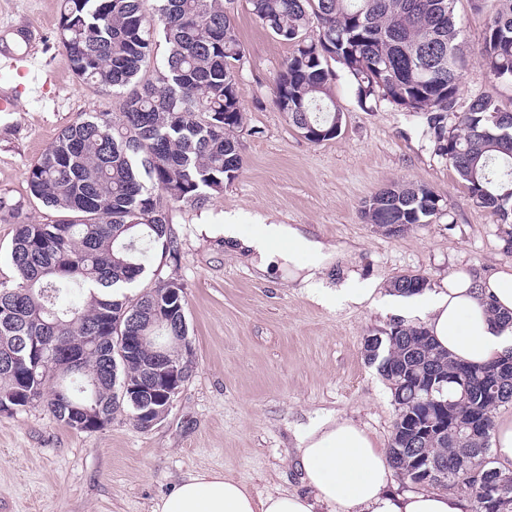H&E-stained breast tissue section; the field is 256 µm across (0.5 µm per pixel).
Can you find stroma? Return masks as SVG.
<instances>
[{
	"label": "stroma",
	"instance_id": "1",
	"mask_svg": "<svg viewBox=\"0 0 512 512\" xmlns=\"http://www.w3.org/2000/svg\"><path fill=\"white\" fill-rule=\"evenodd\" d=\"M62 0H0V49L36 57L39 89L13 75L19 109L0 112V199L18 216L0 215V284L16 282L9 247L18 221L48 213L28 192L26 173L61 129L82 114L113 112L108 89L73 73L58 43ZM467 46L459 98L492 96L512 111V84L488 74L477 54L488 16L457 0ZM234 25L243 50L239 87L245 123L237 132L241 175L204 206L179 204L170 220L177 262L146 273L181 283L194 350L192 376L168 416L150 430L122 415L102 430L81 432L39 403L0 415V512H154L189 475L220 472L254 495L307 493L298 448L315 422L342 417L388 446L396 417L392 396L368 364L363 338L396 317L380 304L390 282L421 273L438 282L459 268L489 273L512 265L506 227L472 202L426 134L424 115L387 101L361 108L343 70L331 83L343 113L338 137L315 144L273 102L274 80L291 45L269 34L237 0ZM423 183L439 212L400 236L365 223L363 201L391 182ZM296 224L336 248L318 288L287 269L254 263L211 227ZM375 290V303L322 300L348 279Z\"/></svg>",
	"mask_w": 512,
	"mask_h": 512
}]
</instances>
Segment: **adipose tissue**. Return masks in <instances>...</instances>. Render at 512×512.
Here are the masks:
<instances>
[{"instance_id": "obj_1", "label": "adipose tissue", "mask_w": 512, "mask_h": 512, "mask_svg": "<svg viewBox=\"0 0 512 512\" xmlns=\"http://www.w3.org/2000/svg\"><path fill=\"white\" fill-rule=\"evenodd\" d=\"M228 245L258 258L260 270L279 261L303 271L304 282L316 286L330 264V246L307 236L293 224H260L244 232L241 225H218ZM384 300L396 312L423 320L435 344L453 359L484 366L512 350V267L475 276L458 269L412 296L388 293ZM299 467L314 490L307 497L278 491L256 498L245 485L211 472L183 478L154 512H468L467 496L436 490L395 494L388 453L361 426L344 418H328L311 427L298 449Z\"/></svg>"}]
</instances>
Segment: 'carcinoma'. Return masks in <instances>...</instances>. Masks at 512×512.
I'll return each instance as SVG.
<instances>
[{"instance_id": "cac0c4a2", "label": "carcinoma", "mask_w": 512, "mask_h": 512, "mask_svg": "<svg viewBox=\"0 0 512 512\" xmlns=\"http://www.w3.org/2000/svg\"><path fill=\"white\" fill-rule=\"evenodd\" d=\"M63 0L57 36L73 72L118 100L64 127L27 172L32 199L51 212L42 223L17 225L10 260L15 285H0V408L43 404L72 425L71 408L91 399L107 427L123 414L142 428L138 411L119 399L121 384L144 377L168 336H188L185 295L177 280L140 286L152 258L178 260L169 210L204 204L241 174L235 131L244 123L238 81L242 50L233 24L236 0ZM275 38L294 47L272 94L279 111L311 139H332L339 108L331 101L333 61L365 107L383 99L427 115L437 155L457 173L469 198L503 223L512 218V112L486 95L458 111L464 53L456 0H246ZM488 13L480 57L494 79L512 83V0H471ZM161 36L168 47L153 80L138 75ZM425 185L393 182L363 205L368 224H401L406 232L436 214ZM78 293L82 305L67 299ZM168 310L166 320L154 318ZM133 320L154 342L112 364L118 346L112 318ZM377 372L396 417L388 454L409 477L423 455L448 470L420 486L471 492L472 512H486L479 484L499 473L489 441L496 410L512 402V352L484 366L438 350L420 324L399 322L381 334ZM432 396L439 404L421 403ZM485 428L473 434L472 418ZM483 460L472 471L465 465Z\"/></svg>"}]
</instances>
